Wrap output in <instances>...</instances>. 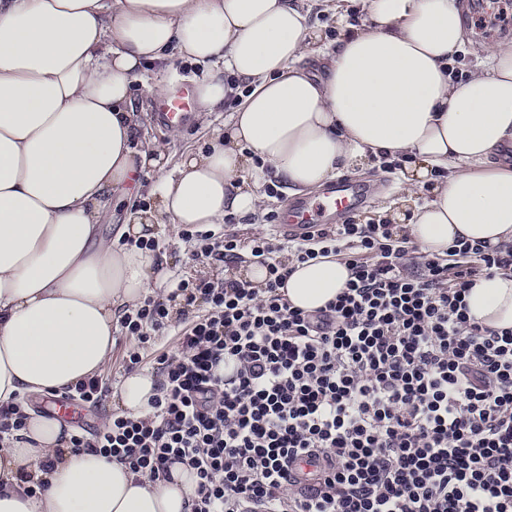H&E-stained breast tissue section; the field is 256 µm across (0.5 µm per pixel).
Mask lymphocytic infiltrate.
<instances>
[{
	"mask_svg": "<svg viewBox=\"0 0 512 512\" xmlns=\"http://www.w3.org/2000/svg\"><path fill=\"white\" fill-rule=\"evenodd\" d=\"M180 237L228 269L249 254L266 278H182L125 313L139 343L127 370L169 330L178 350L155 359L147 417L113 414L71 434L73 451L153 480L185 465L198 478L191 512H512V328L471 321L465 301L483 272L512 273L511 248L460 239L420 255L385 223ZM284 252L340 257L351 277L325 307H292Z\"/></svg>",
	"mask_w": 512,
	"mask_h": 512,
	"instance_id": "lymphocytic-infiltrate-1",
	"label": "lymphocytic infiltrate"
}]
</instances>
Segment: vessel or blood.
<instances>
[{
  "label": "vessel or blood",
  "instance_id": "obj_1",
  "mask_svg": "<svg viewBox=\"0 0 512 512\" xmlns=\"http://www.w3.org/2000/svg\"><path fill=\"white\" fill-rule=\"evenodd\" d=\"M194 105L190 85L179 82L158 101V117L166 127L181 126ZM369 202L364 188L348 178L325 182L316 198L282 209L274 226L283 238L298 237L307 231L332 228Z\"/></svg>",
  "mask_w": 512,
  "mask_h": 512
}]
</instances>
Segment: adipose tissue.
Segmentation results:
<instances>
[{"instance_id":"1","label":"adipose tissue","mask_w":512,"mask_h":512,"mask_svg":"<svg viewBox=\"0 0 512 512\" xmlns=\"http://www.w3.org/2000/svg\"><path fill=\"white\" fill-rule=\"evenodd\" d=\"M366 4L315 78L298 66L312 37L299 0H0V405L102 375L120 318L166 278L136 240L158 224L256 213L268 166L301 191L371 155L407 157L410 195L447 167L406 226L412 240L441 256L459 239L512 246V42L457 79L460 0ZM174 49L211 66L194 82L199 124L233 90L244 96L208 151L170 175L161 145L136 140L131 85ZM149 172L153 205L129 209L107 237L99 219L113 193ZM349 278L333 256L298 262L282 292L312 311ZM466 302L475 322L512 327V274L478 276ZM158 382L126 375L121 413L148 416ZM69 438L34 415L0 441V512H191L196 477L182 465L153 482L71 452Z\"/></svg>"}]
</instances>
